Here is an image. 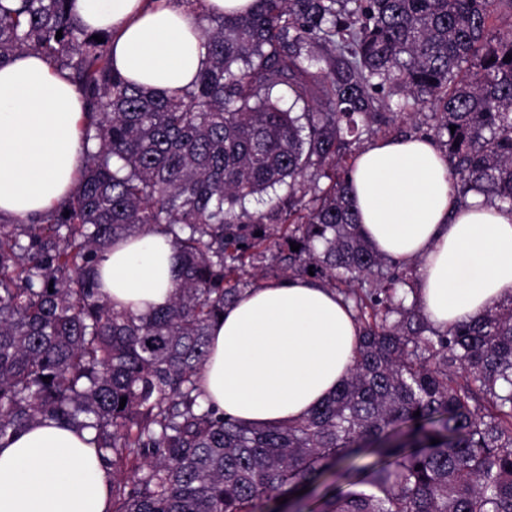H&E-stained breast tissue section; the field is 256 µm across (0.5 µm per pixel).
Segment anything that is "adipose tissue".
<instances>
[{
    "mask_svg": "<svg viewBox=\"0 0 512 512\" xmlns=\"http://www.w3.org/2000/svg\"><path fill=\"white\" fill-rule=\"evenodd\" d=\"M253 0H71L88 30L112 36L114 69L143 87H189L206 53L202 15L242 11ZM86 101L65 73L22 52L0 66V215L52 210L83 164ZM364 236L375 251L419 262L418 300L445 328L512 296V210L460 201L448 165L427 139H383L357 153L351 173ZM177 257L147 233L105 252L99 291L115 309L167 305ZM360 326L335 291L292 277L247 291L210 329L200 374L208 399L254 426L306 416L345 380ZM112 472L91 429L35 423L0 448V512H111Z\"/></svg>",
    "mask_w": 512,
    "mask_h": 512,
    "instance_id": "obj_1",
    "label": "adipose tissue"
}]
</instances>
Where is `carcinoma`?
Returning <instances> with one entry per match:
<instances>
[{
    "label": "carcinoma",
    "mask_w": 512,
    "mask_h": 512,
    "mask_svg": "<svg viewBox=\"0 0 512 512\" xmlns=\"http://www.w3.org/2000/svg\"><path fill=\"white\" fill-rule=\"evenodd\" d=\"M68 2L0 0V66L36 51L89 105L68 200L0 217V440L44 419L94 429L112 512H276L282 497L304 512L315 495L318 512H512V296L433 326L416 266L361 235L345 154L396 87L401 111L432 105L459 197L512 209V33L492 32L512 0H255L202 16L206 63L179 95L115 72L110 35L91 39ZM148 232L169 238L177 286L148 316L117 311L98 263ZM266 263L314 271L361 337L331 397L253 428L200 373L210 327Z\"/></svg>",
    "instance_id": "cac0c4a2"
}]
</instances>
